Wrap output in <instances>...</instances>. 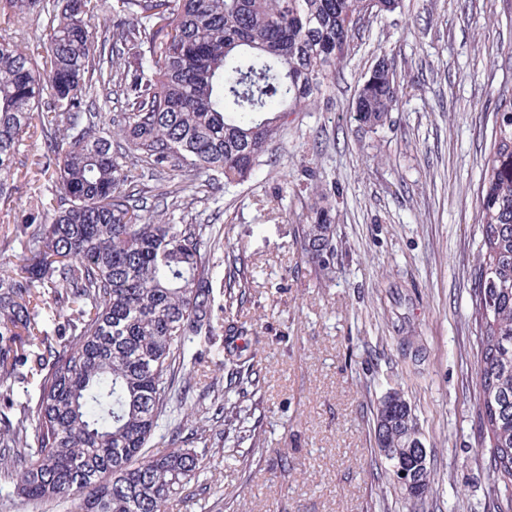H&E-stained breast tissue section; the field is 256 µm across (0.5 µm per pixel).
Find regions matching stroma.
Listing matches in <instances>:
<instances>
[{
  "label": "stroma",
  "instance_id": "obj_1",
  "mask_svg": "<svg viewBox=\"0 0 512 512\" xmlns=\"http://www.w3.org/2000/svg\"><path fill=\"white\" fill-rule=\"evenodd\" d=\"M401 91L378 132L353 119L358 89L379 59ZM512 88V0H403L353 32L350 51L315 105L289 115L280 140L244 182L211 187L183 175L184 210L164 206V183L142 177L148 206L171 224L222 233L218 267L249 282L233 319L258 385L244 405L265 447L235 444L213 426L212 472L168 512H499L501 493L478 423L477 326L472 316L481 225V169L499 91ZM46 147L24 137L17 189L0 225L26 223L35 195L55 196L36 172ZM327 200L336 260L322 273L295 230ZM226 336L195 347L194 386L174 385L149 443L167 447L191 406L222 386ZM400 392L428 450L430 489L405 494L374 437L377 408ZM239 460L225 462V449ZM290 467L280 473L277 449Z\"/></svg>",
  "mask_w": 512,
  "mask_h": 512
}]
</instances>
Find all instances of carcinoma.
<instances>
[{
  "instance_id": "1",
  "label": "carcinoma",
  "mask_w": 512,
  "mask_h": 512,
  "mask_svg": "<svg viewBox=\"0 0 512 512\" xmlns=\"http://www.w3.org/2000/svg\"><path fill=\"white\" fill-rule=\"evenodd\" d=\"M371 0H5L8 19L46 16L34 58L0 38V198L14 181L16 147L43 134L59 196L35 199L13 238L22 262L0 269V473L16 497L40 508L65 496L72 512H166L197 474L207 432L147 445L176 375L199 336L239 333L224 314L244 301L239 270H225V306L215 311L212 247L198 224H167L142 203L137 169L205 173L237 184L262 164L290 112L322 94L346 58ZM127 20L95 50L94 17ZM52 90L41 112L45 87ZM125 99L109 121L93 111L96 88ZM391 66L371 71L353 119L367 133L397 105ZM482 265L473 309L479 330V420L490 465L512 512V94H502L480 184ZM332 209L311 210L295 237L320 270L334 267ZM11 238V239H13ZM11 239L4 238L8 244ZM219 412L237 440L257 445L238 396L255 385L242 354L224 352ZM33 385L35 399L18 398ZM376 443L392 474L415 470L409 496L429 487L415 468L419 436L411 407L387 394Z\"/></svg>"
}]
</instances>
